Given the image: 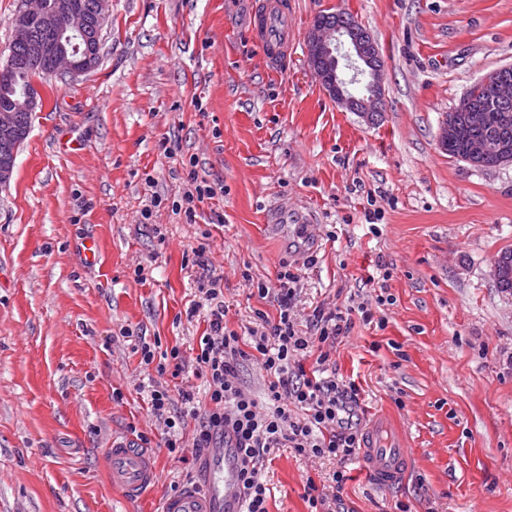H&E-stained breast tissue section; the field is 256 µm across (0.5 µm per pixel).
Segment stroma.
I'll return each instance as SVG.
<instances>
[{
  "label": "stroma",
  "instance_id": "stroma-1",
  "mask_svg": "<svg viewBox=\"0 0 512 512\" xmlns=\"http://www.w3.org/2000/svg\"><path fill=\"white\" fill-rule=\"evenodd\" d=\"M254 2L112 0L98 66L37 85L42 105L0 187V512H157L204 485L200 462L160 448L137 388L141 343L196 355L207 324L187 310L203 242L231 329L276 311L245 269L267 282L299 272V327L317 305L351 308L336 373L365 419L396 416L413 465L384 492L347 462L341 512H512V294L490 273L512 248V163L477 168L438 147L444 116L512 65V0H291L297 40L278 76L248 39ZM338 10L384 62L377 120L338 107L307 64L315 17ZM193 175L224 192L190 222L172 205ZM135 430L157 470L128 500L104 450ZM336 468L272 451L270 512H310L306 481L328 484Z\"/></svg>",
  "mask_w": 512,
  "mask_h": 512
}]
</instances>
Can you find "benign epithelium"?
Returning <instances> with one entry per match:
<instances>
[{
	"label": "benign epithelium",
	"instance_id": "benign-epithelium-1",
	"mask_svg": "<svg viewBox=\"0 0 512 512\" xmlns=\"http://www.w3.org/2000/svg\"><path fill=\"white\" fill-rule=\"evenodd\" d=\"M112 0H96L94 18L75 8L70 0H57L46 8L44 0H24L22 11L13 20V43L26 46L35 60L45 59L50 72L59 77H75L95 68L101 50L96 44L86 47L90 28L98 29L107 20ZM306 57L310 69L320 85L336 105L348 112H357L366 118L383 111V65L377 44L369 32L356 37L343 32L342 27H329L323 23L311 25L306 41ZM345 68L353 71L350 79L340 76V60ZM365 83L370 93L357 95L348 89L353 84ZM482 99L466 94L460 104L442 120L439 140L446 141L455 131L456 113L468 112L478 122L488 108L500 110L503 123L512 121L508 111L512 104V65L504 66L480 82ZM29 134V129L19 126L14 112H0V143L19 145ZM492 156L502 163L512 160V146L505 139L488 138L471 144L464 161L474 167ZM491 275L497 283L512 279V261L494 259Z\"/></svg>",
	"mask_w": 512,
	"mask_h": 512
}]
</instances>
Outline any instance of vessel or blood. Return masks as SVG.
<instances>
[{
    "label": "vessel or blood",
    "mask_w": 512,
    "mask_h": 512,
    "mask_svg": "<svg viewBox=\"0 0 512 512\" xmlns=\"http://www.w3.org/2000/svg\"><path fill=\"white\" fill-rule=\"evenodd\" d=\"M269 72L283 73L288 66V46L297 27L287 0H262L249 31ZM109 476L127 496H141L153 483L155 467L147 449L127 442L107 448ZM360 463L366 477L378 488L399 485L411 466V457L399 431L388 419L374 418L365 431ZM207 492L187 486L164 498L160 512H242L239 485L240 455L227 446L210 449L206 456Z\"/></svg>",
    "instance_id": "1"
}]
</instances>
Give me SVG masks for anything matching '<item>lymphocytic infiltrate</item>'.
Segmentation results:
<instances>
[{
	"label": "lymphocytic infiltrate",
	"mask_w": 512,
	"mask_h": 512,
	"mask_svg": "<svg viewBox=\"0 0 512 512\" xmlns=\"http://www.w3.org/2000/svg\"><path fill=\"white\" fill-rule=\"evenodd\" d=\"M300 276L280 271L275 281L254 283L259 299H273L276 316L255 310L254 324L246 334L230 329L225 321L228 308L220 277L203 272L198 281L200 298L191 313L205 312L207 328L199 338L193 365H186L179 348H171L169 363L156 362L150 345L141 347V363L157 373L192 369L204 379L203 399L193 392L171 393L162 385L150 392V414L164 425L161 445L176 461H184L186 446L203 455L225 434H232L240 451V486L243 512H269L271 490L261 479L259 468L267 454L290 448L301 456L345 462L357 455L363 435L356 407L359 389L330 373L331 353L340 336L351 325L341 310L316 306L308 330H300L294 319V301ZM312 368H304L306 358ZM252 359L267 378L264 399H256L238 382L241 361ZM195 420L192 440H185L187 420Z\"/></svg>",
	"instance_id": "1"
}]
</instances>
